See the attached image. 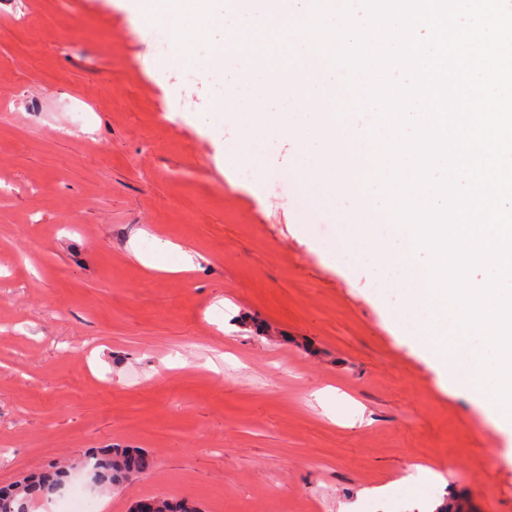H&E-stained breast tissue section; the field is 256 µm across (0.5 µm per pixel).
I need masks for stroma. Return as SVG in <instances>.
I'll return each mask as SVG.
<instances>
[{
	"label": "stroma",
	"mask_w": 512,
	"mask_h": 512,
	"mask_svg": "<svg viewBox=\"0 0 512 512\" xmlns=\"http://www.w3.org/2000/svg\"><path fill=\"white\" fill-rule=\"evenodd\" d=\"M188 70L127 0H0V486L119 445L156 466L75 471L95 512H512V438L439 387L397 292L314 249L318 199L236 185ZM161 241L193 269L149 266ZM88 458L81 469L90 467L87 473L97 484L131 482L154 466L153 457L142 448H101L89 453ZM145 505L147 512H200L199 505L186 499L176 500L168 497H148L135 501L131 512H136V505Z\"/></svg>",
	"instance_id": "35a3bbf8"
}]
</instances>
